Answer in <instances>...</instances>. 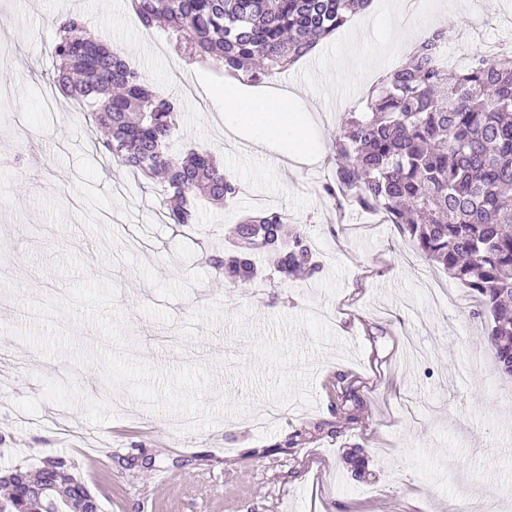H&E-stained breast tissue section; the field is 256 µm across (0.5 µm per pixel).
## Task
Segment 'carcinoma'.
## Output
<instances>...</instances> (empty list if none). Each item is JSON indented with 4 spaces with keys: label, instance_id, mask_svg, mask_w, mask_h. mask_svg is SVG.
I'll use <instances>...</instances> for the list:
<instances>
[{
    "label": "carcinoma",
    "instance_id": "cac0c4a2",
    "mask_svg": "<svg viewBox=\"0 0 512 512\" xmlns=\"http://www.w3.org/2000/svg\"><path fill=\"white\" fill-rule=\"evenodd\" d=\"M143 27L164 23L177 52L211 61L257 83L289 69L343 27L370 0H130ZM54 87L90 109L108 132L104 154L132 173L160 176L170 196L163 216L195 223L197 201L235 199L237 182L211 153L171 151L174 101L152 90L124 52L109 48L66 15L55 21ZM445 32L433 30L368 90L336 134V179L324 194L362 210L385 211L428 260L477 296L499 369L512 378V51L476 57L452 71ZM288 218L261 209L235 225V250L209 257L234 284L254 280L256 252L273 257L281 280L314 277L305 235L284 234ZM25 490L0 476L9 495L0 512H58L74 499L100 512L97 496L70 459L46 456L24 468Z\"/></svg>",
    "mask_w": 512,
    "mask_h": 512
}]
</instances>
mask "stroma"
Instances as JSON below:
<instances>
[{"instance_id": "35a3bbf8", "label": "stroma", "mask_w": 512, "mask_h": 512, "mask_svg": "<svg viewBox=\"0 0 512 512\" xmlns=\"http://www.w3.org/2000/svg\"><path fill=\"white\" fill-rule=\"evenodd\" d=\"M375 3L280 75L323 153L294 173L283 155H240L221 101L199 105L174 80L185 72L203 95L223 88V72L183 65L170 35L145 29L129 0H0V279L36 299L62 296L69 283L53 252L74 251L86 275L116 285L132 353L161 368L254 364L249 341L229 325L246 307L261 325L314 305L336 314L335 342L310 356L315 403L261 433L233 413L190 432L142 407L128 421V389L108 388L98 367L45 359L0 333V471L49 454L83 471L96 456L107 485L101 512H464L479 498L512 512V383L489 350V318H473L471 290L397 225L338 208L322 191L335 177L333 136L382 72L435 29L445 32L452 69L512 49V0H467L463 9L419 0L411 18L400 0ZM67 14L176 100L173 152H213L247 193L199 202L192 226L164 223L162 185L107 162L100 131L50 84L52 21ZM343 57L351 71L340 81ZM262 199L287 213L289 231L304 230L317 276L264 272L238 288L206 264ZM18 410L40 425L15 419Z\"/></svg>"}]
</instances>
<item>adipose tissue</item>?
Here are the masks:
<instances>
[{"label": "adipose tissue", "mask_w": 512, "mask_h": 512, "mask_svg": "<svg viewBox=\"0 0 512 512\" xmlns=\"http://www.w3.org/2000/svg\"><path fill=\"white\" fill-rule=\"evenodd\" d=\"M222 98L225 125L247 131L261 150L278 152L287 147L297 161L311 157L308 118L295 108V91L272 87L250 97L243 93L239 78L228 76Z\"/></svg>", "instance_id": "1"}]
</instances>
